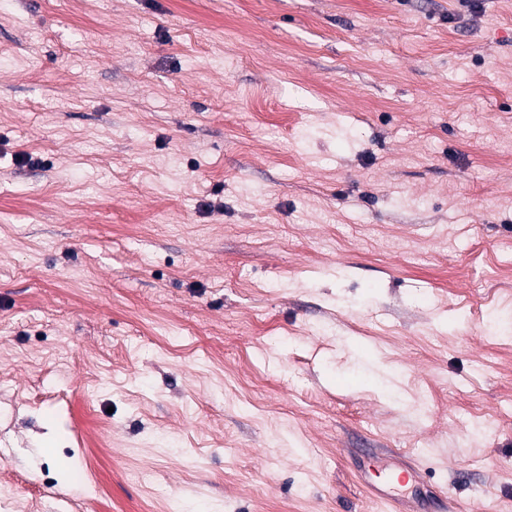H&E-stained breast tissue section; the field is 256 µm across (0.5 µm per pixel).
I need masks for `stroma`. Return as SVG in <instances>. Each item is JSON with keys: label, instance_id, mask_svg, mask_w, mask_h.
Returning a JSON list of instances; mask_svg holds the SVG:
<instances>
[{"label": "stroma", "instance_id": "1", "mask_svg": "<svg viewBox=\"0 0 512 512\" xmlns=\"http://www.w3.org/2000/svg\"><path fill=\"white\" fill-rule=\"evenodd\" d=\"M389 459L512 512V0H0V512Z\"/></svg>", "mask_w": 512, "mask_h": 512}]
</instances>
